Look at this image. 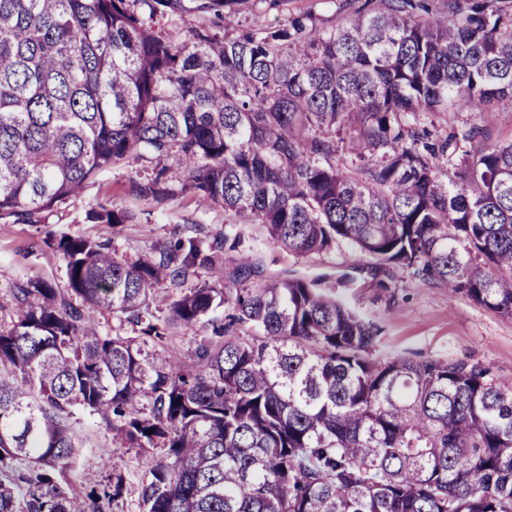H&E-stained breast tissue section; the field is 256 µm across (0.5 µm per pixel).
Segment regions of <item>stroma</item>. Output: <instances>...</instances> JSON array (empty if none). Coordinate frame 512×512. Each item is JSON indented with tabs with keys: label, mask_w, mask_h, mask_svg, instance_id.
<instances>
[{
	"label": "stroma",
	"mask_w": 512,
	"mask_h": 512,
	"mask_svg": "<svg viewBox=\"0 0 512 512\" xmlns=\"http://www.w3.org/2000/svg\"><path fill=\"white\" fill-rule=\"evenodd\" d=\"M202 2L183 0L185 12L167 24L173 38H187L196 26L235 35L245 28L260 29L294 17L310 19L326 30L342 20L341 0H253L246 11L220 15L202 10ZM419 120L434 124L443 135L478 128L476 142H461L464 152L473 150L478 142L492 145L512 141V112H474L458 99L449 101L447 111L423 113ZM146 168L145 162L132 160L101 174L77 200L55 208L46 223L0 224V323L10 324L14 317L12 287L16 282L39 278L59 291L67 290L66 269L48 245V233L105 240L120 256L133 258L178 237L220 233L226 237L220 251L225 272H232L240 254L247 251L259 266L260 279L288 275L316 282L376 328L374 358L474 361L489 367L497 379L512 381V320L466 296H449L445 285L420 277L410 268L383 265L369 257L358 268H351L352 249L344 243L319 254L290 255L269 241L264 225L240 222L219 204H199L189 190L177 191L165 204H155L130 190L132 183L144 181ZM108 199L134 216L132 223L109 234L85 220L88 209ZM72 424L83 448L80 462L68 474L75 512H81L86 498L84 470L102 457L113 458L125 480L124 494L111 505L110 512H139L144 470L149 462L161 459L163 449L113 450L111 431L80 410Z\"/></svg>",
	"instance_id": "1"
}]
</instances>
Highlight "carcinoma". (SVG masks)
<instances>
[{"label":"carcinoma","instance_id":"cac0c4a2","mask_svg":"<svg viewBox=\"0 0 512 512\" xmlns=\"http://www.w3.org/2000/svg\"><path fill=\"white\" fill-rule=\"evenodd\" d=\"M339 8L327 32L295 18L233 38L198 26L178 41L151 23L181 0H0V224H43L133 158L150 174L131 191L157 205L182 181L292 254L344 242L355 263L412 268L512 319V141L460 166L458 141L436 145L417 124L453 98L512 111V5ZM85 219L115 232L132 215L102 201ZM222 242L179 238L130 261L62 235L69 291L13 286L0 472L32 467L16 475L20 497L0 482V512H73L76 410L118 450L165 449L140 512H512V382L480 363L376 360L373 327L316 283L256 284L248 255L224 283ZM200 269L210 280L182 289ZM161 284L177 289L163 316ZM89 308L138 326L142 343L99 334ZM198 324L212 337L192 365L143 354ZM108 467H90L83 512L122 497L121 474L96 479Z\"/></svg>","mask_w":512,"mask_h":512}]
</instances>
